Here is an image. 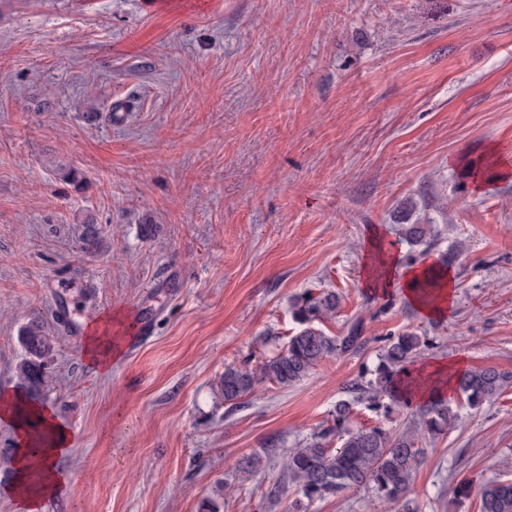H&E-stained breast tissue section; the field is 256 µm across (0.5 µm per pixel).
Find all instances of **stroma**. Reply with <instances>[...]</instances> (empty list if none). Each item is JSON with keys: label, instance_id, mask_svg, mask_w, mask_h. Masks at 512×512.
<instances>
[{"label": "stroma", "instance_id": "1", "mask_svg": "<svg viewBox=\"0 0 512 512\" xmlns=\"http://www.w3.org/2000/svg\"><path fill=\"white\" fill-rule=\"evenodd\" d=\"M489 145L512 158V0H0V391L39 317L59 340L41 400L72 433L42 512H254L407 329L421 362L512 371V178L478 190L465 170ZM406 224L464 244L444 317L364 284L373 235L419 254ZM306 291L338 295L328 335L363 316L366 345L229 408L225 368L279 352ZM110 311L150 329L102 374L82 344ZM451 402L417 512H479L512 478V389ZM402 508L350 490L307 512Z\"/></svg>", "mask_w": 512, "mask_h": 512}]
</instances>
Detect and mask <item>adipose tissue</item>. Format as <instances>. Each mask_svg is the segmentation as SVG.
Masks as SVG:
<instances>
[{
  "label": "adipose tissue",
  "instance_id": "adipose-tissue-1",
  "mask_svg": "<svg viewBox=\"0 0 512 512\" xmlns=\"http://www.w3.org/2000/svg\"><path fill=\"white\" fill-rule=\"evenodd\" d=\"M364 269L366 288L377 293L398 291L425 315H446L453 305V274H445L436 300L426 302L419 295L418 286L428 272V263L403 265L398 254L388 251L380 238L369 240ZM119 351L111 317L99 318L89 325L83 355L90 364L101 373H109ZM464 365V358L459 357L417 366L400 390L413 404L452 393L451 378L461 374ZM0 424L13 428L16 436L11 458L14 478L9 491L22 502L26 512H42L44 501L60 494L66 485L67 476L57 462L70 451L71 432L56 420L48 405L28 399L18 390L0 392Z\"/></svg>",
  "mask_w": 512,
  "mask_h": 512
}]
</instances>
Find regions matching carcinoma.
<instances>
[{"mask_svg":"<svg viewBox=\"0 0 512 512\" xmlns=\"http://www.w3.org/2000/svg\"><path fill=\"white\" fill-rule=\"evenodd\" d=\"M429 225L407 224L404 236L414 246L427 244ZM463 250L454 242L439 253L440 269L450 266ZM339 299L336 293L318 296L306 291L292 303L297 331L288 337L277 354L264 359L256 368L247 365L228 367L220 382L224 403L235 405L252 394L258 385L269 381L291 387L307 378L315 366L338 352L359 351L366 339L364 322L353 320L344 336H330L318 327L336 316ZM18 342L23 354L16 365V378L24 393L36 399L44 390V369L56 351L57 338L39 318H31L19 330ZM430 340L412 331L391 335L369 379L355 386L358 396L336 403L332 423L300 448H290L284 462L288 483L302 501L322 502L340 496L348 489H363L382 501L400 500L409 492L412 475L424 455V444L447 430L457 413L446 397L430 399L417 407L415 425L405 430L381 426L352 430L349 428L354 405L361 403L378 411L403 406V398L394 393V384L406 374ZM512 389V371L474 368L454 379V392L472 410L494 401ZM341 441L338 448L328 447V439ZM480 512H512V479L489 481L480 489Z\"/></svg>","mask_w":512,"mask_h":512,"instance_id":"obj_1","label":"carcinoma"}]
</instances>
